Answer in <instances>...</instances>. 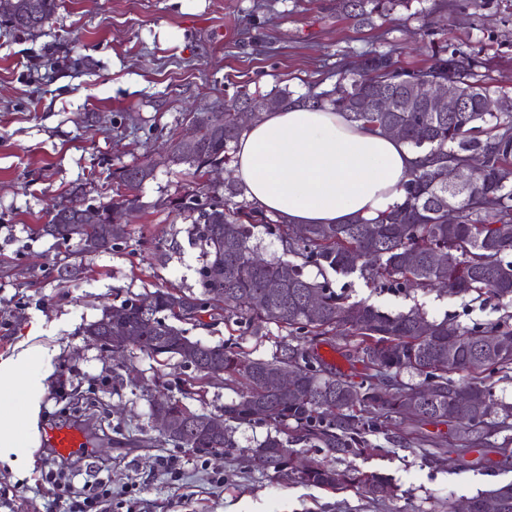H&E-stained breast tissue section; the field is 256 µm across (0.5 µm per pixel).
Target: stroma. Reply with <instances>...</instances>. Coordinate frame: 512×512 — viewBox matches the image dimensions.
<instances>
[{"instance_id": "35a3bbf8", "label": "stroma", "mask_w": 512, "mask_h": 512, "mask_svg": "<svg viewBox=\"0 0 512 512\" xmlns=\"http://www.w3.org/2000/svg\"><path fill=\"white\" fill-rule=\"evenodd\" d=\"M164 29L173 40L161 39ZM450 43L483 48L491 85L512 92V0H391L368 24L339 0H62L40 35L0 28V357L23 343L40 348L44 376L30 465L18 471L0 461V512H60L53 481L61 476L78 489L107 481L110 512H448L449 503L512 481V464L499 453L512 448L510 370L484 375L497 428L467 454L445 424L368 432L383 453L363 467L395 486L377 499L246 468L243 450L267 433L257 421L239 425L235 448L220 458L167 441L150 417V398L181 397L190 369L137 351L115 366L79 329L120 291L200 292L202 257L190 222L159 205L191 188L189 166L157 168L112 251L81 258L36 232L54 206L109 203L113 171L158 157L165 139L152 127L181 133L189 113L219 107L241 89L325 88L342 66L375 50L392 52L400 67H424ZM66 259L81 260L85 272L63 286L53 270ZM333 283L384 312L416 308L455 328L512 330L507 300L369 284L355 274ZM188 335L207 345L238 343L254 359L271 358L285 343L312 349L345 378L362 380L339 334L311 339L205 314ZM91 399L108 404V418L71 416L72 404ZM73 422L89 429L91 450L57 457L41 438ZM412 433L439 445L405 444ZM167 458L177 474L163 467Z\"/></svg>"}]
</instances>
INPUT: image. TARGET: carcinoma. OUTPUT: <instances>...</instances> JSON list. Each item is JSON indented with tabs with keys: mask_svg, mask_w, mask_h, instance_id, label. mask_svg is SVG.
<instances>
[{
	"mask_svg": "<svg viewBox=\"0 0 512 512\" xmlns=\"http://www.w3.org/2000/svg\"><path fill=\"white\" fill-rule=\"evenodd\" d=\"M39 16L32 20L1 19L0 27L36 35L60 7V0H39ZM383 0H343V8L354 17L370 23L380 12ZM480 52L461 45H444L435 51V62L428 67L402 69L395 66L391 53L374 51L355 66L338 73L333 87L316 96L344 113L349 121L377 128L385 123L402 125L404 140L413 150L427 154L426 167L412 174L403 185L405 199L396 209L373 222L351 224H312L300 240L290 234L291 226L273 221L246 201L234 184L219 192L202 180L209 169L233 161L234 144L245 130L238 123L237 99L224 103V130L215 134L200 126L199 147L178 158H149L144 163L124 166L113 177L124 192L112 202L98 207L101 214L113 212L121 220L135 199L130 194L142 186L139 174L159 166L187 164L201 177L194 189L171 197L163 205L191 221L189 237L201 247L200 294L157 290L149 295L148 310L140 305L141 296L125 297L112 306V327L127 329L135 337L133 347L165 360L179 359L192 368L196 379L205 378L202 368L218 366L224 380L238 385L237 398L224 404V437L214 440L190 433L173 443L194 448L196 454L215 457L236 447L235 425L252 420L263 422L269 431L255 447L247 450L246 461L259 452L268 453L269 471L295 474L292 458L278 455L276 448L303 444L319 448L327 459L299 477V482L330 491H362L378 496L392 488L386 475L366 471L356 464L374 455L378 448L366 439L373 429L388 427L403 415V408L416 405L406 418L416 423L450 424L463 431H474L488 421H473L457 409L454 396L470 392L479 398L491 393L478 380L486 371L512 369V352L486 357L485 340L498 333L462 330L455 352L448 359V320H431L430 332L418 331L425 316L417 309L407 313H386L337 292L326 273L359 274L366 281L386 278L398 285L422 288L436 286L452 294H474L476 298L512 300V96L492 88L480 72ZM419 81H444L461 89L467 98L461 112L405 110L412 85ZM246 100L284 103L293 92L280 89L267 94L240 93ZM501 100L495 112L485 108L487 98ZM479 154L484 162L474 173L471 193L458 206L454 223H448V167L467 163ZM209 201V208L188 205L193 197ZM263 226L277 235L288 259L269 260L261 267L250 262L249 242L253 230ZM57 243L76 242V252L91 241L101 252L114 248L106 225L78 224L72 206L60 205L48 223L37 228ZM357 255L360 261L351 262ZM316 267L323 280L306 276L305 267ZM280 283L283 294L269 292L268 284ZM320 299L322 317L308 318L304 300ZM222 311L250 325L274 324L292 334L326 336L341 331L354 343L355 354L369 371L359 383L333 373L309 351L284 344L272 359L252 360L239 348L204 345L186 336V330L166 322L195 323L201 314ZM107 314L85 325L81 333L93 336L97 345L108 350L104 325ZM284 366H293L299 376L292 389L273 392L268 379ZM410 372L422 378L416 385L401 384L397 376ZM464 372L467 378L455 382L448 373ZM351 459L343 470L330 460ZM496 496L509 503L512 512V481L472 496L480 501Z\"/></svg>",
	"mask_w": 512,
	"mask_h": 512,
	"instance_id": "cac0c4a2",
	"label": "carcinoma"
}]
</instances>
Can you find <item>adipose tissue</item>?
I'll use <instances>...</instances> for the list:
<instances>
[{
  "mask_svg": "<svg viewBox=\"0 0 512 512\" xmlns=\"http://www.w3.org/2000/svg\"><path fill=\"white\" fill-rule=\"evenodd\" d=\"M423 156L400 139L353 123L325 103L291 98L241 136L233 176L245 199L292 225L372 221L404 199L402 185ZM31 348L0 360V460L24 455L43 385ZM26 397L16 412V393Z\"/></svg>",
  "mask_w": 512,
  "mask_h": 512,
  "instance_id": "ef3b65f1",
  "label": "adipose tissue"
}]
</instances>
